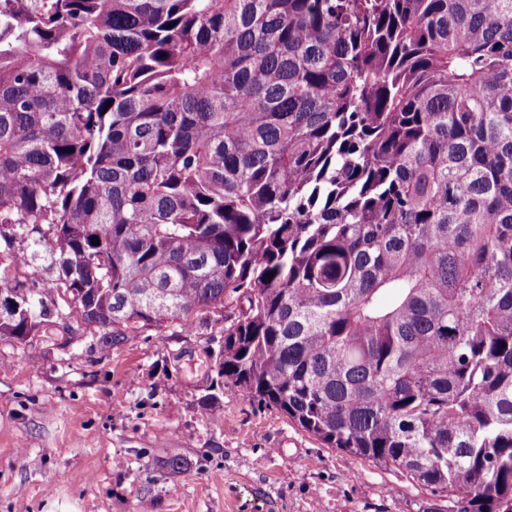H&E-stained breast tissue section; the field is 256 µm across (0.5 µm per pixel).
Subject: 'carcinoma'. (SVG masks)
Masks as SVG:
<instances>
[{
  "instance_id": "obj_1",
  "label": "carcinoma",
  "mask_w": 512,
  "mask_h": 512,
  "mask_svg": "<svg viewBox=\"0 0 512 512\" xmlns=\"http://www.w3.org/2000/svg\"><path fill=\"white\" fill-rule=\"evenodd\" d=\"M3 224L0 339L243 300L232 387L512 512V0H0Z\"/></svg>"
}]
</instances>
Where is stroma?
Returning a JSON list of instances; mask_svg holds the SVG:
<instances>
[{"instance_id": "35a3bbf8", "label": "stroma", "mask_w": 512, "mask_h": 512, "mask_svg": "<svg viewBox=\"0 0 512 512\" xmlns=\"http://www.w3.org/2000/svg\"><path fill=\"white\" fill-rule=\"evenodd\" d=\"M198 313L100 349L0 339V512H422L407 474L323 445L218 373L224 322ZM179 453L171 471L161 459Z\"/></svg>"}]
</instances>
